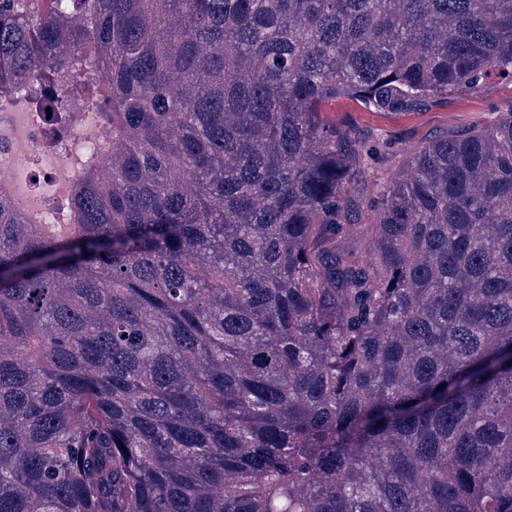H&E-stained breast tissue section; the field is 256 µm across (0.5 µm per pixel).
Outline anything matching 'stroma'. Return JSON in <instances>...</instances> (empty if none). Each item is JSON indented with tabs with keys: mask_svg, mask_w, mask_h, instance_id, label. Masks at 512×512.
Listing matches in <instances>:
<instances>
[{
	"mask_svg": "<svg viewBox=\"0 0 512 512\" xmlns=\"http://www.w3.org/2000/svg\"><path fill=\"white\" fill-rule=\"evenodd\" d=\"M512 113V83L491 80L478 92L457 90L447 98L411 112H375L342 98L326 108L329 121L345 129L354 145L374 147L361 163L352 186V204L360 222H368L378 188L406 157L428 141L451 138L494 125Z\"/></svg>",
	"mask_w": 512,
	"mask_h": 512,
	"instance_id": "stroma-1",
	"label": "stroma"
}]
</instances>
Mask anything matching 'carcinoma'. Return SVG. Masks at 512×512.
<instances>
[{
    "label": "carcinoma",
    "mask_w": 512,
    "mask_h": 512,
    "mask_svg": "<svg viewBox=\"0 0 512 512\" xmlns=\"http://www.w3.org/2000/svg\"><path fill=\"white\" fill-rule=\"evenodd\" d=\"M512 80V0H0V103L87 112L67 232L0 190V512H512V116L351 223L338 98Z\"/></svg>",
    "instance_id": "obj_1"
}]
</instances>
